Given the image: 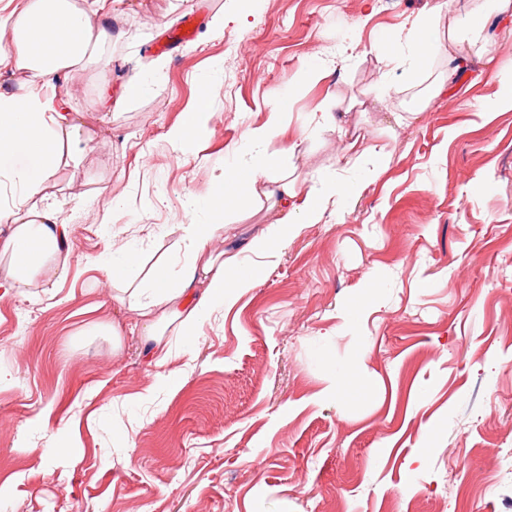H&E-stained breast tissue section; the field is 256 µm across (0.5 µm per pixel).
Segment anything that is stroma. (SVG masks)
Instances as JSON below:
<instances>
[{"mask_svg":"<svg viewBox=\"0 0 512 512\" xmlns=\"http://www.w3.org/2000/svg\"><path fill=\"white\" fill-rule=\"evenodd\" d=\"M435 3L114 0L125 36L111 66L46 89L81 112L87 138L45 189L72 243L66 276L0 298V512H512V112L483 114L512 62V0H451L419 72L385 71L379 34ZM187 16L195 39L166 50ZM311 61L322 68L309 77ZM452 69L454 92L439 91ZM157 70L161 85L103 107L102 88ZM289 89L266 155L297 187L375 162L340 169L344 141L307 128L331 95L351 135L390 162L349 208L302 225L194 338L169 326L171 357L154 367L100 261L126 244L145 265L177 261L185 197L207 195L213 168ZM201 95L211 121L174 150L167 132ZM112 197L121 209H107ZM276 217L239 205L225 248ZM373 278L359 320L341 327ZM348 360L376 380L356 402L326 393ZM63 444L73 452L53 454Z\"/></svg>","mask_w":512,"mask_h":512,"instance_id":"35a3bbf8","label":"stroma"}]
</instances>
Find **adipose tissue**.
<instances>
[{"instance_id":"obj_1","label":"adipose tissue","mask_w":512,"mask_h":512,"mask_svg":"<svg viewBox=\"0 0 512 512\" xmlns=\"http://www.w3.org/2000/svg\"><path fill=\"white\" fill-rule=\"evenodd\" d=\"M442 11L435 6L407 29L382 33L378 48L383 66L417 71L439 42ZM4 30L10 32L12 46L0 52V76L21 73L25 79L15 86L0 83V187L13 193L11 206L0 209V222L10 227L0 238V293L24 296L37 279L57 280L67 273L71 247L66 229L55 204L38 196L85 141L80 112L67 102H53L44 89L75 67L111 65L112 45L123 35L109 25L103 0H16L9 12L0 14V32ZM291 100V93H284L272 104L265 124L245 130L223 166L212 171L208 198L188 197L187 209L203 218L181 227L178 271L160 262L144 272L139 252L129 245L103 259L112 284L128 289V304L151 342L152 364L165 365L171 356L162 341L169 325L193 334L212 308L255 286L265 274L264 259L275 256L288 234L299 225L319 223L329 208L344 209L360 196L363 183L336 178L296 191L268 161L265 146ZM242 202L266 203L279 213L246 246L258 256L255 264L219 247L226 208Z\"/></svg>"}]
</instances>
